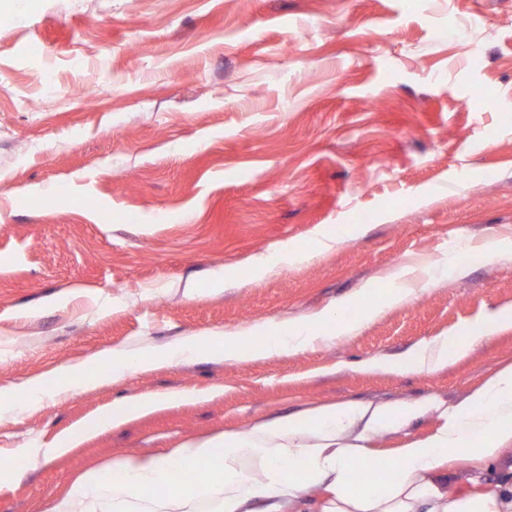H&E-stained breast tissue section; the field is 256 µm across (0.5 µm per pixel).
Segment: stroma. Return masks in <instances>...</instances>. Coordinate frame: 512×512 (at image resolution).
<instances>
[{
  "mask_svg": "<svg viewBox=\"0 0 512 512\" xmlns=\"http://www.w3.org/2000/svg\"><path fill=\"white\" fill-rule=\"evenodd\" d=\"M403 269L408 299L314 348L127 372L0 416V512L324 403L416 407L367 441L392 451L512 362V327L491 326L512 311V0H39L0 16V387L100 350L353 319L351 298ZM470 335L453 365L410 360ZM143 393L178 399L80 434Z\"/></svg>",
  "mask_w": 512,
  "mask_h": 512,
  "instance_id": "stroma-1",
  "label": "stroma"
}]
</instances>
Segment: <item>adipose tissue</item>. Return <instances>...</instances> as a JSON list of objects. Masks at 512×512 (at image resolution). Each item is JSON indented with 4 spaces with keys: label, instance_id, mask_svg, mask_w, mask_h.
<instances>
[{
    "label": "adipose tissue",
    "instance_id": "adipose-tissue-1",
    "mask_svg": "<svg viewBox=\"0 0 512 512\" xmlns=\"http://www.w3.org/2000/svg\"><path fill=\"white\" fill-rule=\"evenodd\" d=\"M163 395L113 404L86 430L152 411ZM412 408L358 403L321 405L190 442L172 454L127 457L76 480L47 512H512V482L483 480L512 453V364L500 368L462 404L448 409L431 436L393 454L366 448L368 435L402 426ZM314 432L318 445L299 443ZM262 466L264 480L253 477ZM466 482H458L459 471ZM314 489L324 495L309 504Z\"/></svg>",
    "mask_w": 512,
    "mask_h": 512
}]
</instances>
